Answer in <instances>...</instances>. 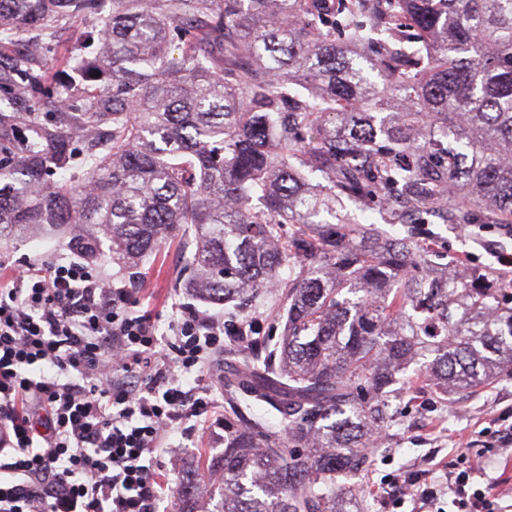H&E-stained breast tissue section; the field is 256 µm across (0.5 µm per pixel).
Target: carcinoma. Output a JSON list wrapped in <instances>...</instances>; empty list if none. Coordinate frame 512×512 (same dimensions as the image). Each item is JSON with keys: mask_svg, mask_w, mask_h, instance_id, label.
<instances>
[{"mask_svg": "<svg viewBox=\"0 0 512 512\" xmlns=\"http://www.w3.org/2000/svg\"><path fill=\"white\" fill-rule=\"evenodd\" d=\"M90 16L99 50L54 55L60 80L42 50ZM22 41L0 75V239L136 266L188 228L187 288L212 304L288 272L281 340L224 377L213 512H344L336 474L396 424L410 361L434 355L446 395L512 372V278L417 241L436 211L512 224V0H0V45ZM21 82L47 89L27 112ZM346 201L387 203L407 234ZM263 404L277 423L246 414ZM197 491L189 464L179 512ZM346 205L352 214H356L360 224H375L374 226L387 236H402L405 234V224H388L390 223V213L389 208L385 205L378 206L375 211L365 213L356 210L355 206L349 202H346Z\"/></svg>", "mask_w": 512, "mask_h": 512, "instance_id": "1", "label": "carcinoma"}]
</instances>
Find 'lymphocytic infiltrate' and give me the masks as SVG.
<instances>
[{
  "mask_svg": "<svg viewBox=\"0 0 512 512\" xmlns=\"http://www.w3.org/2000/svg\"><path fill=\"white\" fill-rule=\"evenodd\" d=\"M131 294L66 255L0 275V512H160L166 435L213 405L190 377L248 334L184 305L162 342ZM469 477L447 474L419 507L449 493L459 512H498Z\"/></svg>",
  "mask_w": 512,
  "mask_h": 512,
  "instance_id": "obj_1",
  "label": "lymphocytic infiltrate"
}]
</instances>
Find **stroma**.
<instances>
[{
	"mask_svg": "<svg viewBox=\"0 0 512 512\" xmlns=\"http://www.w3.org/2000/svg\"><path fill=\"white\" fill-rule=\"evenodd\" d=\"M432 229L435 262L447 264L464 256L470 265L499 276L504 274L505 269L497 263L492 250L503 246L512 252V237L492 230L477 238L459 225L439 222ZM191 250V245L178 237L166 240L138 268L121 266L106 254L99 256L96 263L106 272L130 280L136 289L133 302L137 309L153 314L163 341L171 339L169 323L181 303L228 320L252 322L261 338L275 340L281 336L285 288L266 291L255 303L241 309L203 302L184 287L193 275L187 263ZM63 251L61 243L50 238L4 241L0 243V264L9 269L23 268L51 261ZM234 360L233 353H220L202 369V381L213 392L212 408L207 414L183 420L166 439L168 452L162 457L159 475L167 487L161 512H178L176 487L183 466L218 456L224 449L223 422L228 408L224 374ZM423 378L417 365L409 366L392 402L397 424L384 432L378 447L370 449L363 468L337 476L336 491L352 499L355 512H411L412 501L397 506L384 498V491L394 479L428 471L438 480L444 473L460 468L466 458L484 463L483 469L471 476L469 489L512 488V456L500 448L498 437L500 425L512 426V376L501 375L485 388L455 401L425 387ZM458 434L470 436V447H455L453 438Z\"/></svg>",
	"mask_w": 512,
	"mask_h": 512,
	"instance_id": "35a3bbf8",
	"label": "stroma"
}]
</instances>
